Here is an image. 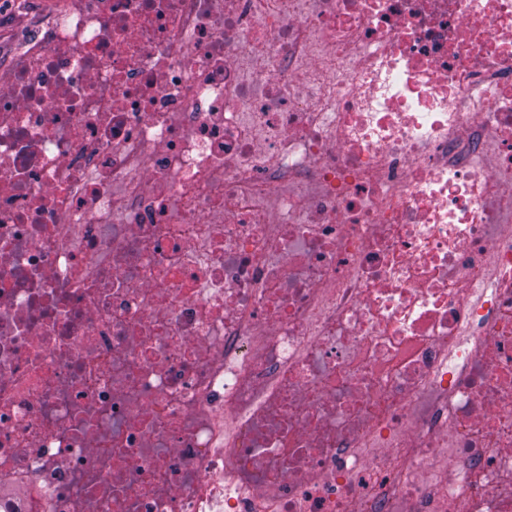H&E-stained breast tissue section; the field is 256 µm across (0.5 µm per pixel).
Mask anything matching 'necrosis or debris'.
<instances>
[{"label":"necrosis or debris","instance_id":"necrosis-or-debris-1","mask_svg":"<svg viewBox=\"0 0 512 512\" xmlns=\"http://www.w3.org/2000/svg\"><path fill=\"white\" fill-rule=\"evenodd\" d=\"M41 11L0 512H512V0Z\"/></svg>","mask_w":512,"mask_h":512}]
</instances>
